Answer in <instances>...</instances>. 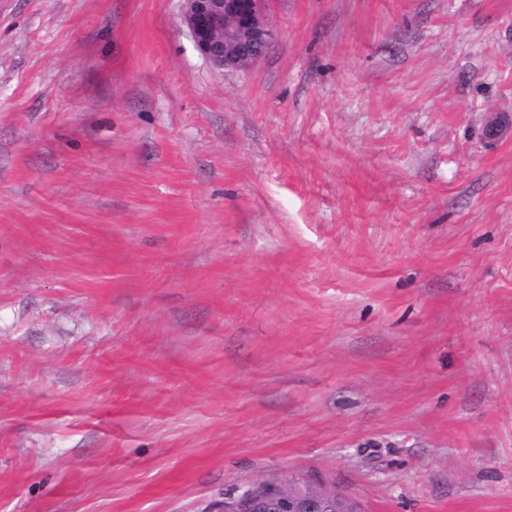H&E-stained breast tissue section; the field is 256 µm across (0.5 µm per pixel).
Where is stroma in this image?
<instances>
[{
  "mask_svg": "<svg viewBox=\"0 0 512 512\" xmlns=\"http://www.w3.org/2000/svg\"><path fill=\"white\" fill-rule=\"evenodd\" d=\"M0 0V512H512V0ZM195 48L222 72L247 69L270 50L274 32L263 0H182ZM512 135V114L509 112L493 113L483 127V139L495 143ZM312 488L295 487L268 497L259 490L235 505L234 512H357L356 504L336 491L321 484Z\"/></svg>",
  "mask_w": 512,
  "mask_h": 512,
  "instance_id": "35a3bbf8",
  "label": "stroma"
}]
</instances>
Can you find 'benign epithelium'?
I'll return each instance as SVG.
<instances>
[{
  "instance_id": "obj_1",
  "label": "benign epithelium",
  "mask_w": 512,
  "mask_h": 512,
  "mask_svg": "<svg viewBox=\"0 0 512 512\" xmlns=\"http://www.w3.org/2000/svg\"><path fill=\"white\" fill-rule=\"evenodd\" d=\"M182 22L195 48L222 72L247 69L270 50L274 32L264 0H182ZM512 136V114L497 112L483 127L495 143ZM239 512H357L356 504L332 487H295L273 497L259 490L235 505Z\"/></svg>"
}]
</instances>
